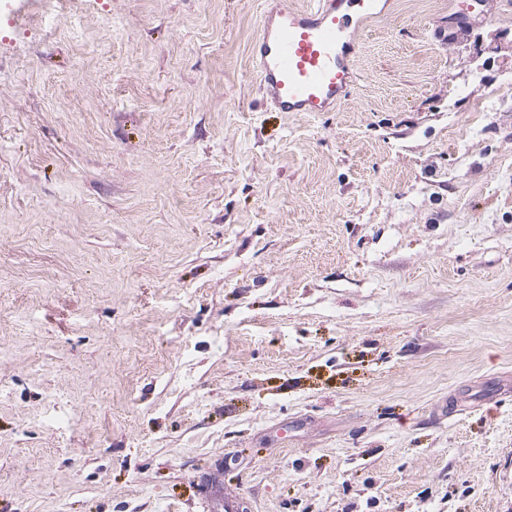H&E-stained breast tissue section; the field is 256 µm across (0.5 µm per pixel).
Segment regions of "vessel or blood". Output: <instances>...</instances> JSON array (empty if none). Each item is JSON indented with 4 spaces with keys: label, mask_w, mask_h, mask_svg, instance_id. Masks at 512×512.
Listing matches in <instances>:
<instances>
[{
    "label": "vessel or blood",
    "mask_w": 512,
    "mask_h": 512,
    "mask_svg": "<svg viewBox=\"0 0 512 512\" xmlns=\"http://www.w3.org/2000/svg\"><path fill=\"white\" fill-rule=\"evenodd\" d=\"M384 0H264L251 46L262 99L273 112H332L357 82L364 23Z\"/></svg>",
    "instance_id": "vessel-or-blood-1"
}]
</instances>
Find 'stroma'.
I'll return each mask as SVG.
<instances>
[{"label": "stroma", "instance_id": "stroma-1", "mask_svg": "<svg viewBox=\"0 0 512 512\" xmlns=\"http://www.w3.org/2000/svg\"><path fill=\"white\" fill-rule=\"evenodd\" d=\"M262 7L0 0V512H512V5L388 0L332 112ZM91 0H35L39 5L38 20L45 31L56 28L62 11L68 10L71 15L82 13L90 5Z\"/></svg>", "mask_w": 512, "mask_h": 512}]
</instances>
